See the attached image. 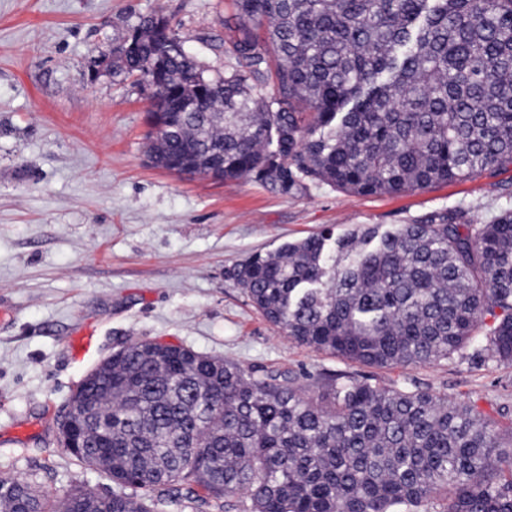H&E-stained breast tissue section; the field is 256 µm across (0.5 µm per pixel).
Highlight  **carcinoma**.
I'll list each match as a JSON object with an SVG mask.
<instances>
[{
	"instance_id": "1",
	"label": "carcinoma",
	"mask_w": 512,
	"mask_h": 512,
	"mask_svg": "<svg viewBox=\"0 0 512 512\" xmlns=\"http://www.w3.org/2000/svg\"><path fill=\"white\" fill-rule=\"evenodd\" d=\"M236 69L217 77L170 20L100 52L152 86L153 165L224 162L288 195L304 180L383 195L512 165V0H232ZM267 26L259 39L255 30ZM230 277L300 346L426 366L478 345L512 366V209L323 229ZM72 399L70 453L115 485L52 508L0 477V512H512V428L472 401L338 374L310 385L183 344L130 339Z\"/></svg>"
}]
</instances>
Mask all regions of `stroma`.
<instances>
[{
	"mask_svg": "<svg viewBox=\"0 0 512 512\" xmlns=\"http://www.w3.org/2000/svg\"><path fill=\"white\" fill-rule=\"evenodd\" d=\"M230 0H0V476H34L48 502L104 474L61 443L72 395L121 340L183 344L242 365L348 372L473 401L512 427V367L466 348L427 366L370 368L297 345L229 278L235 264L321 228L343 236L435 211L488 221L512 209V167L414 191L357 195L316 182L283 195L154 168L148 92L98 66L99 48L163 13L217 75ZM91 333L87 351L75 337Z\"/></svg>",
	"mask_w": 512,
	"mask_h": 512,
	"instance_id": "obj_1",
	"label": "stroma"
}]
</instances>
